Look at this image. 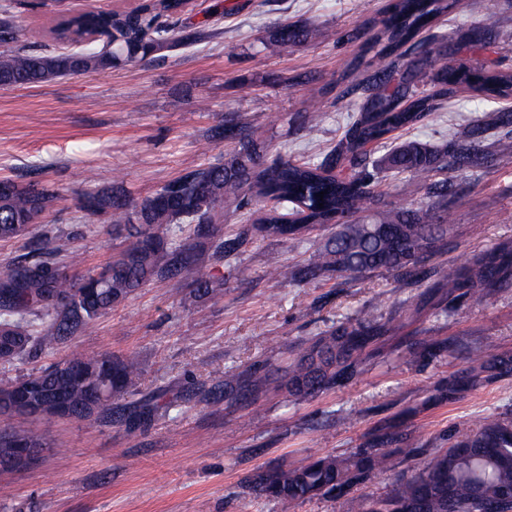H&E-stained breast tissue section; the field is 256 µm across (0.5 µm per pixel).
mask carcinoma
Listing matches in <instances>:
<instances>
[{
  "label": "carcinoma",
  "instance_id": "obj_1",
  "mask_svg": "<svg viewBox=\"0 0 512 512\" xmlns=\"http://www.w3.org/2000/svg\"><path fill=\"white\" fill-rule=\"evenodd\" d=\"M187 0H143L134 13L117 15L90 11L63 19L58 39L82 43L104 35L102 47L42 52L19 46L35 40V31L23 32L10 5L0 6V87L33 86L74 74L97 72L134 64L151 54L207 37L205 30L178 27L163 21L183 12ZM456 0H390L384 15L366 21L365 30L352 35L361 41L359 58L346 78L366 92L359 115L324 159L298 163L282 156L264 163L267 146L244 125L215 131L217 140L229 139L232 149L224 159L184 171L165 182L151 196L133 203L122 193H90L84 211L103 215L115 233L127 231L128 243L98 273L75 280L40 255H27L0 272V351L17 359L32 348L52 349L71 339V353L46 368L25 376L15 385L0 388V414L19 397L30 412L0 429V448L47 446L42 421L62 418L67 410L77 419L112 417V401L136 390L141 377L134 356H93L79 350L74 339L94 320L156 279L185 277L199 298L219 300L224 289L211 270L200 264L205 246L221 260L235 252L239 239L224 238L220 224L224 211L253 203L262 217L257 230L264 237L299 243L316 226L332 225L308 261L271 273L281 282H304L323 275H365L388 272L398 280L448 245L450 210L448 179L434 184L435 200L395 206L376 192V175L385 168L427 182L441 169H479L500 158L512 157V108L494 111L498 127L508 135L492 149L480 148L484 128H470L463 139L448 145L443 157L429 146L411 142L392 150L368 170L369 148L400 128L412 127L440 109L443 100L466 87L486 100L512 99V70L497 58L503 45L512 44V28L499 27L471 37L482 59L476 64L454 63L444 43L426 50L437 63L426 72L427 61L415 54L416 38L439 17L451 12ZM330 31L318 26L280 25L272 40L284 47ZM386 65L361 76L366 58ZM327 191L323 198L316 194ZM60 200L54 190L0 181V239L20 240L29 233L35 216ZM435 288L440 301L484 303L498 290L512 287V243L486 251L470 265L438 271ZM35 316L40 324L29 320ZM400 327L396 318H378L363 312L355 321L300 342L291 350L288 371L274 378L259 366L224 375V393L281 392L295 400L340 387L354 375L361 357ZM452 343L433 338L413 348L418 356H436ZM470 364L448 380L446 398L455 400L468 389L512 376V350L498 351L476 343ZM413 433L397 434L395 427L378 430L346 458L325 456L294 462L286 468L259 470L254 487L291 512L316 495L346 497L355 512H471L476 494L492 503L512 491V417H493L464 435L449 448L416 468L405 480L392 484L379 497L356 498V487L382 472L391 456L390 446L410 444Z\"/></svg>",
  "mask_w": 512,
  "mask_h": 512
}]
</instances>
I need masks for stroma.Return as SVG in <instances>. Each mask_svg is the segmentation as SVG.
Masks as SVG:
<instances>
[{
    "mask_svg": "<svg viewBox=\"0 0 512 512\" xmlns=\"http://www.w3.org/2000/svg\"><path fill=\"white\" fill-rule=\"evenodd\" d=\"M140 0H13L23 29L40 31L38 50L58 48L52 29L59 15L86 10H133ZM389 0H189L174 21L205 29L203 41L147 60L49 83L0 88V179L38 183L57 191L55 208L20 241H0V271L64 237L78 265L55 257L62 271H99L125 244L111 224L80 207L87 194L120 183L141 202L184 170L222 159L230 142L210 138L230 122L250 123L269 143L268 159L320 160L358 115L361 92L339 77L359 52L343 33L363 27ZM284 22L313 23L335 32L288 48L271 31ZM512 26V0H457L453 12L424 33L425 43L455 44L476 28ZM319 97L326 118L307 139L298 117ZM493 103L457 90L444 109L373 147L380 159L406 141L450 143L468 123L485 118ZM457 227L446 249L396 287L386 272L325 276L300 285L277 283L267 271L303 263L328 230L292 245L251 233L252 208L228 212L224 235L243 245L221 261H202L224 280V298H194L178 279H158L99 318L78 337L90 355L135 353L142 375L137 396L114 402V418L55 419L49 448L28 466L0 470V512H281L248 483L258 469L296 459L346 456L383 424L420 430L413 456L392 455L387 469L361 484L357 496H380L397 479L447 448L486 419L512 416V377L483 384L454 401L437 389L467 363L468 344L512 350V288L484 304L461 302L435 314L426 302L434 270L464 266L512 241V159L478 173L450 175ZM365 309L401 316L405 326L366 356L344 385L294 401L282 393L256 403L202 400L224 389V376L252 364L269 373L284 367L300 340L355 319ZM451 339L448 353L409 355L426 337ZM159 396L164 410L135 424L137 400Z\"/></svg>",
    "mask_w": 512,
    "mask_h": 512,
    "instance_id": "obj_1",
    "label": "stroma"
}]
</instances>
